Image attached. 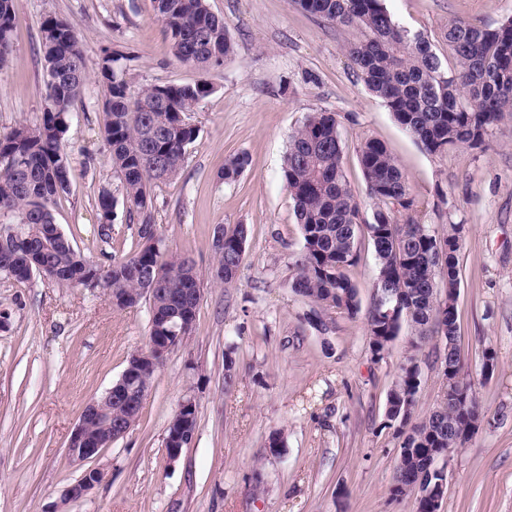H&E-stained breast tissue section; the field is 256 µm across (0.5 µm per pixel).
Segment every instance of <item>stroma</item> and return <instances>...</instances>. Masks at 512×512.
Instances as JSON below:
<instances>
[{"label":"stroma","mask_w":512,"mask_h":512,"mask_svg":"<svg viewBox=\"0 0 512 512\" xmlns=\"http://www.w3.org/2000/svg\"><path fill=\"white\" fill-rule=\"evenodd\" d=\"M236 53L206 70L177 60L153 0H16L12 54L0 67V134L36 122L49 106L41 43L45 16L67 19L89 72L103 49L123 54L131 90L206 79L212 94L190 114L199 137L180 174L153 186L157 236L190 257L203 282L191 336L172 350L133 428L93 459L102 481L61 503L82 465L67 455L90 398L102 396L147 342V303L117 310L103 291L62 288L36 277L24 287L0 279V512H414L413 497L391 492L399 441L385 405L399 365L421 369L420 422L443 396L440 359L412 350L402 332L389 355L368 353L364 317L328 310L309 322L311 303L290 287L302 238L282 179L292 131L305 115L336 113L350 188L370 218L373 203L358 162L366 139L390 148L435 230L463 225L458 343L485 410L479 431L448 464L441 512H512V114L492 126L484 150L430 154L370 94L345 48L359 31L301 10L294 0H208ZM394 18L423 34L440 57L442 33L465 21L487 28L512 16V0H385ZM103 88L88 81L66 134L70 191L52 206L56 221L90 260L131 253L138 224L117 209L101 232V188H122L103 151ZM246 153L239 178H219L226 159ZM247 227L235 282L213 284L218 226ZM497 368L482 374V352ZM235 364L224 369V352ZM232 384H225V374ZM198 410L192 442L168 462L164 438L185 396ZM282 431L280 455L265 450Z\"/></svg>","instance_id":"obj_1"}]
</instances>
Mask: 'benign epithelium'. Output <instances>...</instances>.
<instances>
[{
    "instance_id": "1",
    "label": "benign epithelium",
    "mask_w": 512,
    "mask_h": 512,
    "mask_svg": "<svg viewBox=\"0 0 512 512\" xmlns=\"http://www.w3.org/2000/svg\"><path fill=\"white\" fill-rule=\"evenodd\" d=\"M171 349V337H148L147 348L130 356L120 378L106 391L104 396L90 399L69 439L68 455L71 459L77 462L88 461L96 457L102 449L112 445L113 442L117 441V438L124 437L131 430V426L124 425L120 427L116 437L111 434H92L87 430V424L90 421L103 418L105 403L113 400L125 403L134 414H140L147 391L140 390L139 376L145 369L154 368L163 362ZM189 410L197 411L195 399L191 396L184 398L181 402L179 411L185 413L183 423L181 428L173 434L171 447L166 449L167 459L171 462L180 457L190 433L189 425L192 416L187 414ZM454 451H456V448L450 444L448 448L434 455L430 468V474L438 476V480L434 483L427 484V481L421 476L412 481V487L417 498L431 502L434 506V512H440V505L445 497L448 458ZM101 476H103V472L98 468L86 469L76 482L68 485L63 490V500L69 502L84 497L98 484V478Z\"/></svg>"
}]
</instances>
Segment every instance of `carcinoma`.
Returning <instances> with one entry per match:
<instances>
[{
	"instance_id": "1",
	"label": "carcinoma",
	"mask_w": 512,
	"mask_h": 512,
	"mask_svg": "<svg viewBox=\"0 0 512 512\" xmlns=\"http://www.w3.org/2000/svg\"><path fill=\"white\" fill-rule=\"evenodd\" d=\"M155 11L172 41L175 56L201 70L231 59L235 46L224 21L208 0H153ZM302 10L340 26L354 27L363 39L347 48L365 88L380 98L396 122L427 152L445 154L462 147L481 149L490 126L512 112V17L487 29L451 22L443 33L455 65L441 59L431 42L401 26L384 0H295ZM15 0H0V63L11 52ZM48 79L46 96L59 110L45 112L34 124H20L0 135V277L17 285L34 277L65 288L91 285L112 289V306L125 309L145 299L143 273L160 268L168 303L162 304L150 336H170L169 328L185 323L192 334L202 298V281L194 263L168 253L152 222L150 186L165 183L181 171L198 127L188 114L212 93L205 79L164 83L131 92L116 67L124 55L102 51L97 71L105 89L104 147L120 178L122 204L140 218L137 248L108 264L89 260L64 232L57 231L49 204L70 192V162L65 148L71 108L88 78L84 52L71 24L48 16L41 24ZM358 159L374 210L360 218L343 166V147L334 112H310L292 132L282 178L294 203L303 245L294 257L292 291L315 304L313 317L333 309L348 318L361 311L358 290L349 268L358 262V243L372 244L377 262L375 288L383 302L366 315L371 360L389 353L404 328L411 329V347L431 342L448 346L445 366L454 371L455 388L471 393L465 401L442 397L419 423H411L419 404L420 383L411 355L400 364L387 396L385 427L401 440L394 495L413 494L406 478L426 474L439 448L448 440L467 443L480 427L483 408L474 385L465 376L457 346V325L440 315L445 301L439 284L459 288L460 224L438 232L417 218V200L408 179L388 146L366 139ZM249 164L241 152L228 158L222 179L235 181ZM117 199L99 191L96 203L100 228L112 223ZM224 242L213 241L217 257L214 279L232 283L245 252L247 230L236 224L221 228ZM195 294L185 319H167L184 308L183 289Z\"/></svg>"
}]
</instances>
